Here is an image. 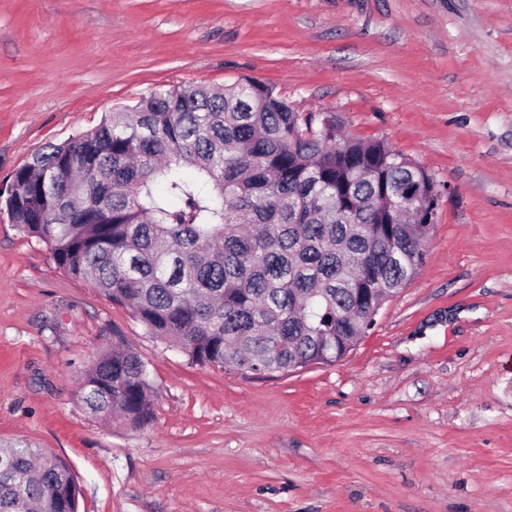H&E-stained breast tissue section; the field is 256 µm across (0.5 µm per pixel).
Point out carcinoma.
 <instances>
[{"mask_svg":"<svg viewBox=\"0 0 512 512\" xmlns=\"http://www.w3.org/2000/svg\"><path fill=\"white\" fill-rule=\"evenodd\" d=\"M436 181L329 112H298L243 77L159 88L62 144L0 193L57 267L130 309L200 366L257 374L336 362L416 275ZM149 371L115 336L79 384L83 404L140 426ZM69 464L0 445V512H78Z\"/></svg>","mask_w":512,"mask_h":512,"instance_id":"carcinoma-1","label":"carcinoma"}]
</instances>
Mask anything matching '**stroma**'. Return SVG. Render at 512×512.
I'll use <instances>...</instances> for the list:
<instances>
[{
    "mask_svg": "<svg viewBox=\"0 0 512 512\" xmlns=\"http://www.w3.org/2000/svg\"><path fill=\"white\" fill-rule=\"evenodd\" d=\"M249 76L440 198L414 279L333 364H191L0 212V439L79 512H512V0H0V181L157 88ZM123 336L153 417L78 398Z\"/></svg>",
    "mask_w": 512,
    "mask_h": 512,
    "instance_id": "obj_1",
    "label": "stroma"
}]
</instances>
